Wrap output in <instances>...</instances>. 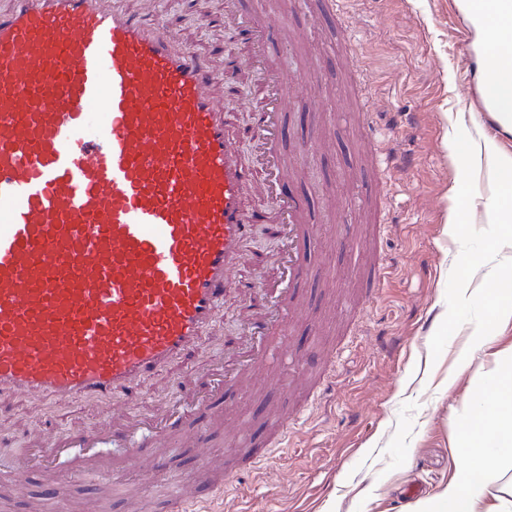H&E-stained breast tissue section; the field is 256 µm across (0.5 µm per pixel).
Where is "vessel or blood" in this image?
<instances>
[{
  "label": "vessel or blood",
  "instance_id": "vessel-or-blood-1",
  "mask_svg": "<svg viewBox=\"0 0 512 512\" xmlns=\"http://www.w3.org/2000/svg\"><path fill=\"white\" fill-rule=\"evenodd\" d=\"M236 63L257 77L252 154L277 204L270 262L288 276L235 286L227 272L262 217L247 208L208 62L123 0H0V397L133 395L190 354L231 290L266 298L210 365L212 390L60 433L15 459V476L106 470L119 444L127 466L149 447L164 470L167 441L202 443L198 420L222 416L219 393L280 359L314 235L307 200L284 188L283 113L290 82L312 76L287 78L264 53ZM226 477L223 463L199 464L171 485L170 512H213Z\"/></svg>",
  "mask_w": 512,
  "mask_h": 512
}]
</instances>
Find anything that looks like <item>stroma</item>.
I'll list each match as a JSON object with an SVG mask.
<instances>
[{
  "label": "stroma",
  "mask_w": 512,
  "mask_h": 512,
  "mask_svg": "<svg viewBox=\"0 0 512 512\" xmlns=\"http://www.w3.org/2000/svg\"><path fill=\"white\" fill-rule=\"evenodd\" d=\"M269 12L278 41L268 49L286 70L311 67L315 84L296 89L285 122L283 150L304 156L293 189L306 196L322 225L306 244L314 275L301 290L287 325L280 371L256 373L243 390L224 396V422L201 447L178 445L170 469L179 474L203 460L225 461L231 474L221 512H414L463 468L457 432L470 409L493 387L496 354L512 347V325H488L477 291L484 277L512 278V247L492 249L504 228L489 210L487 158L462 172L455 150L494 141L512 154V132L488 129L472 92L480 55L475 30L458 0H337L313 13L298 0H244ZM129 10L155 12L178 42L207 56L218 80L214 93L241 137L251 144L256 77L242 71L224 79V48L248 52L245 36L225 29L223 0H127ZM371 82L361 98L355 74ZM372 128H365L364 118ZM389 139L406 165L381 180L379 202L391 226L375 235L370 211L347 218L362 184L376 180L370 139ZM359 242V256L346 244ZM390 270L382 295L364 301L361 287L375 256ZM477 259L466 275L461 258ZM243 304L225 301L222 321L206 332L192 360L142 382L139 399L119 396V411L149 412L154 394L200 388L209 365L223 358L240 325ZM272 405L285 416L284 445L263 461L245 459L262 446ZM99 405L19 395L0 402V470L14 454L56 433L88 427ZM112 449L110 471L78 482L60 475L45 512H88L92 491L112 495L102 512H128L129 489L162 501L163 474L149 462L127 469Z\"/></svg>",
  "instance_id": "1"
}]
</instances>
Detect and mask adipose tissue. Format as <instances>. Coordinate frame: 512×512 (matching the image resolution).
Returning <instances> with one entry per match:
<instances>
[{"instance_id":"1","label":"adipose tissue","mask_w":512,"mask_h":512,"mask_svg":"<svg viewBox=\"0 0 512 512\" xmlns=\"http://www.w3.org/2000/svg\"><path fill=\"white\" fill-rule=\"evenodd\" d=\"M476 16V38L482 47L476 77L488 98L512 112V7L499 0H470ZM498 77L486 81L488 69ZM488 322L494 327L512 324V281L500 279L480 291ZM506 366L493 386L489 406L471 413L457 440L467 463L438 493L419 505L417 512H512V489L501 491L485 505L489 479L504 459H512V348L501 354Z\"/></svg>"}]
</instances>
